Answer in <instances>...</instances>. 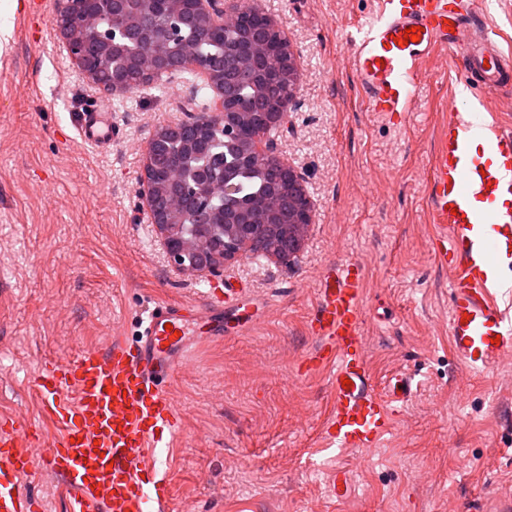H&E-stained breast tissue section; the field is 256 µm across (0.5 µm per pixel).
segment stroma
<instances>
[{"label": "stroma", "instance_id": "stroma-1", "mask_svg": "<svg viewBox=\"0 0 512 512\" xmlns=\"http://www.w3.org/2000/svg\"><path fill=\"white\" fill-rule=\"evenodd\" d=\"M287 32L301 82L275 153L301 175L315 222L298 257L240 259L217 273L177 271L137 193L154 131L185 119L197 86L172 77L114 95L73 67L55 0H0V413L41 421L28 376L112 337L137 338L151 301L239 285L261 306L253 328L199 343L166 392L181 433L158 475L165 512H466L512 496V361L476 375L448 341V273L435 256L427 182L456 74L443 51L423 64L414 112H369L351 40L377 0H261ZM512 52V0H479ZM105 102L111 149L81 142L76 114ZM354 259L367 274L365 325L376 386L396 372L415 393L368 451L327 448L325 372L297 371L316 347L306 321L319 274ZM347 497L331 493L337 468Z\"/></svg>", "mask_w": 512, "mask_h": 512}]
</instances>
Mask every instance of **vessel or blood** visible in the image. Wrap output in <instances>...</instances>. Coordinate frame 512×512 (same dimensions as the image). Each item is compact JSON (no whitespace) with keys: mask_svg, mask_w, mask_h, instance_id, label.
Wrapping results in <instances>:
<instances>
[{"mask_svg":"<svg viewBox=\"0 0 512 512\" xmlns=\"http://www.w3.org/2000/svg\"><path fill=\"white\" fill-rule=\"evenodd\" d=\"M472 0H379L375 16L352 41V72L369 111H409L422 62L435 49L467 59V88L495 90L512 83V53L490 32L472 42ZM419 27L417 41L405 31ZM82 142L107 149L112 108L99 103L81 112ZM431 221L441 230L437 253L448 278V335L452 354L482 374L512 359V128L452 103L435 140L427 186ZM366 273L356 261L327 265L308 318L316 348L307 370H328L329 435L340 448L367 450L389 431L396 408L412 393L411 377L397 373L384 389L371 383L364 326ZM245 290L209 289L196 297L160 300L148 308L138 339L115 337L103 348L44 360L30 377L40 414L54 427L43 471L62 481L68 512H146L165 500L157 463L181 432L172 401L161 387L184 367L194 333L224 330V316L243 306ZM40 436L22 423L0 425V512H42L41 498L23 482Z\"/></svg>","mask_w":512,"mask_h":512,"instance_id":"obj_1","label":"vessel or blood"}]
</instances>
